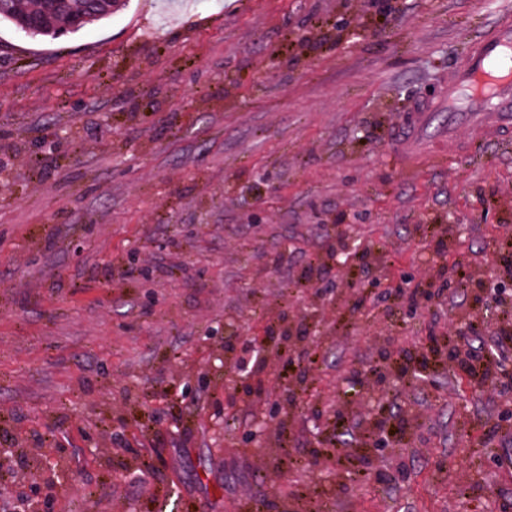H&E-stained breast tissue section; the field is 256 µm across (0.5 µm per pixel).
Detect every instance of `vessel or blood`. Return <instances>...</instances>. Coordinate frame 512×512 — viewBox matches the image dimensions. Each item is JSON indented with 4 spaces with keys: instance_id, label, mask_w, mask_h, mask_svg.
Wrapping results in <instances>:
<instances>
[{
    "instance_id": "b4317fda",
    "label": "vessel or blood",
    "mask_w": 512,
    "mask_h": 512,
    "mask_svg": "<svg viewBox=\"0 0 512 512\" xmlns=\"http://www.w3.org/2000/svg\"><path fill=\"white\" fill-rule=\"evenodd\" d=\"M448 115L447 125L434 121ZM416 121L398 129L400 145L413 148L422 136L439 139L443 129L480 128L493 141L512 140V10L496 11L489 25L471 38L448 74L441 98L417 105Z\"/></svg>"
}]
</instances>
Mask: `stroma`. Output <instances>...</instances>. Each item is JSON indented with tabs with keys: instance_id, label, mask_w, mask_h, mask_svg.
<instances>
[{
	"instance_id": "stroma-1",
	"label": "stroma",
	"mask_w": 512,
	"mask_h": 512,
	"mask_svg": "<svg viewBox=\"0 0 512 512\" xmlns=\"http://www.w3.org/2000/svg\"><path fill=\"white\" fill-rule=\"evenodd\" d=\"M490 18L477 0H121L57 39L1 24L0 503L512 504V389L391 357L499 312L489 292L395 298L442 264L482 279L512 226V145L465 128L463 152L410 169L394 141ZM343 235L365 255L331 263ZM265 336L287 373L265 380L269 418L226 370Z\"/></svg>"
}]
</instances>
